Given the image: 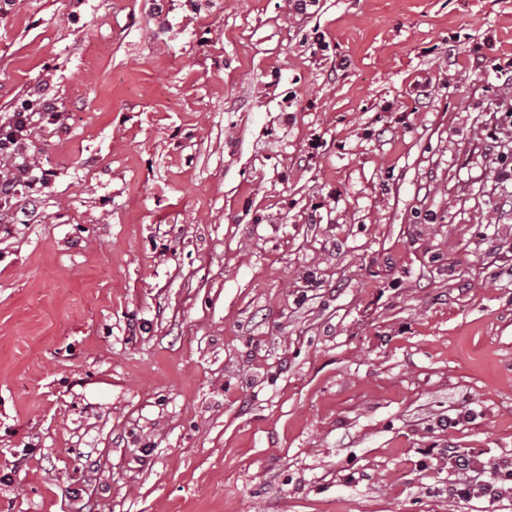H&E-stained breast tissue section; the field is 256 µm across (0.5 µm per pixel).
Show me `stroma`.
<instances>
[{
	"label": "stroma",
	"mask_w": 512,
	"mask_h": 512,
	"mask_svg": "<svg viewBox=\"0 0 512 512\" xmlns=\"http://www.w3.org/2000/svg\"><path fill=\"white\" fill-rule=\"evenodd\" d=\"M509 58L512 0L0 7V115L66 116L0 217V512H512L423 455L512 457Z\"/></svg>",
	"instance_id": "1"
}]
</instances>
